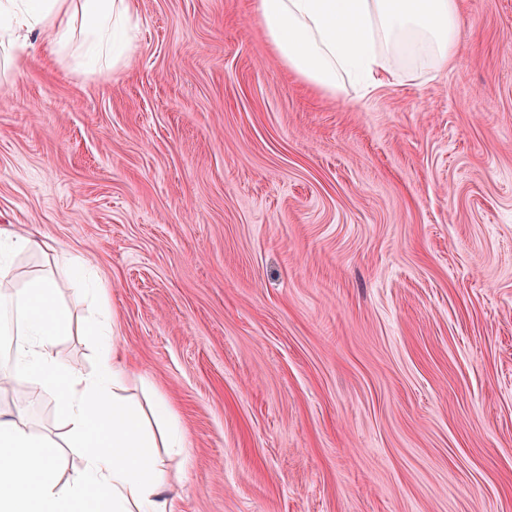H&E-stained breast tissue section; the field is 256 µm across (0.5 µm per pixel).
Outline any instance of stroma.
I'll use <instances>...</instances> for the list:
<instances>
[{
    "mask_svg": "<svg viewBox=\"0 0 512 512\" xmlns=\"http://www.w3.org/2000/svg\"><path fill=\"white\" fill-rule=\"evenodd\" d=\"M460 2L447 71L361 95L291 73L256 0H131L126 65L40 43L0 79L13 270L57 282L63 362L108 307L188 442L178 512H512V0ZM0 409L62 437L24 384Z\"/></svg>",
    "mask_w": 512,
    "mask_h": 512,
    "instance_id": "stroma-1",
    "label": "stroma"
}]
</instances>
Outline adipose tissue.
Wrapping results in <instances>:
<instances>
[{
    "label": "adipose tissue",
    "mask_w": 512,
    "mask_h": 512,
    "mask_svg": "<svg viewBox=\"0 0 512 512\" xmlns=\"http://www.w3.org/2000/svg\"><path fill=\"white\" fill-rule=\"evenodd\" d=\"M275 52L313 88L336 94L345 75L369 86L387 81L389 57L428 62L446 70L461 48L460 0H257ZM130 0H0V42L27 48L34 30L46 33L54 55L95 64L120 63L132 40ZM29 238L0 233V283L10 284L0 322L14 336L11 380L53 397L83 469L60 478L58 443L0 413V512H175L155 451L184 448L172 408L157 398L149 416L122 396L130 372L125 349L108 321L90 329L103 336L94 371L62 363L56 347L69 328L54 280L35 274L18 283L11 257L31 248Z\"/></svg>",
    "instance_id": "obj_1"
}]
</instances>
